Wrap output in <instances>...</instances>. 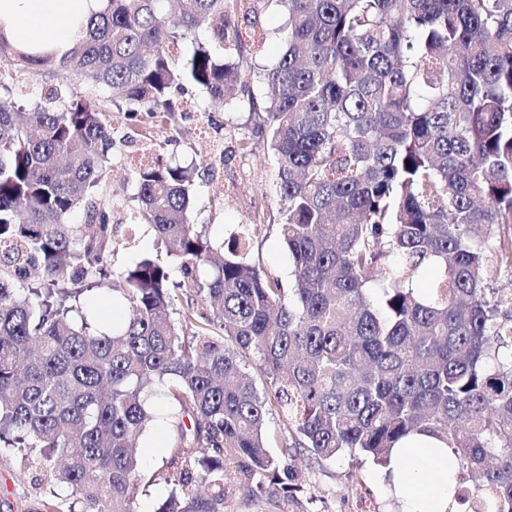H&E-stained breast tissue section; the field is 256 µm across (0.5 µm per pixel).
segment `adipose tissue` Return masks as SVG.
Instances as JSON below:
<instances>
[{
    "label": "adipose tissue",
    "mask_w": 512,
    "mask_h": 512,
    "mask_svg": "<svg viewBox=\"0 0 512 512\" xmlns=\"http://www.w3.org/2000/svg\"><path fill=\"white\" fill-rule=\"evenodd\" d=\"M104 0H0V25L13 40L36 50L70 51ZM452 452L434 436L413 433L393 450V484L404 493L407 512H451Z\"/></svg>",
    "instance_id": "adipose-tissue-1"
}]
</instances>
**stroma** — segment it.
I'll return each mask as SVG.
<instances>
[{
    "mask_svg": "<svg viewBox=\"0 0 512 512\" xmlns=\"http://www.w3.org/2000/svg\"><path fill=\"white\" fill-rule=\"evenodd\" d=\"M257 26L263 34L250 57L244 79L256 97H264V69L274 65L282 42L285 16L258 11ZM184 99L189 117L178 135L159 129L166 140L165 156L199 168L189 217L202 225L206 235L221 242L253 225L249 256L267 274L290 282L292 263L278 231L280 197L277 163L265 139L253 130L243 105H212L204 90L188 87ZM129 242L117 245L109 257L112 270L120 271L147 255H156L153 236L138 225L127 224ZM154 422L140 437L138 453L144 481L134 495L136 512H156L169 488L158 473L174 431L170 415L174 404L166 388H157L147 399ZM302 475L301 499L306 512H406L403 496L395 493L386 468L365 460L351 469L347 459L319 461L308 452L293 460ZM48 486L39 484L36 472L17 454L0 451V512H46Z\"/></svg>",
    "mask_w": 512,
    "mask_h": 512,
    "instance_id": "stroma-1",
    "label": "stroma"
}]
</instances>
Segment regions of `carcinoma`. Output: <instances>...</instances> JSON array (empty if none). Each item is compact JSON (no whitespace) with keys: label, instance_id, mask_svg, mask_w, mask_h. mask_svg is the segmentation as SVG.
Instances as JSON below:
<instances>
[{"label":"carcinoma","instance_id":"obj_1","mask_svg":"<svg viewBox=\"0 0 512 512\" xmlns=\"http://www.w3.org/2000/svg\"><path fill=\"white\" fill-rule=\"evenodd\" d=\"M253 1L288 16L260 102L241 81ZM28 76L43 87L23 105ZM188 85L247 96L292 285L247 232L220 252L191 223L196 167L164 159L168 138L132 181L202 305L174 312L143 257L111 283L131 314L106 332L82 301L112 277L121 204L99 188L116 144L176 126ZM493 271L512 281V0H106L60 58L0 29V447L81 512H135L159 383L176 409L158 512H227L236 485L300 512L297 449L386 467L414 432L453 449L465 512H512V292Z\"/></svg>","mask_w":512,"mask_h":512}]
</instances>
